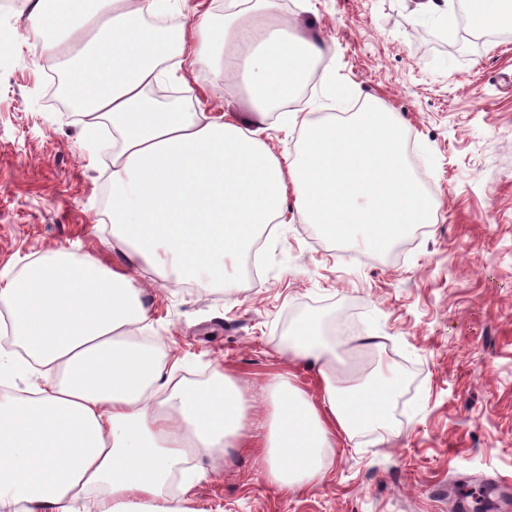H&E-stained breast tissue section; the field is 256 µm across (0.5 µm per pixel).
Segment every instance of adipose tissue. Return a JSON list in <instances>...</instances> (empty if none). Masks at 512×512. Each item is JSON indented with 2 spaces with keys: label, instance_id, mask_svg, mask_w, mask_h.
<instances>
[{
  "label": "adipose tissue",
  "instance_id": "adipose-tissue-1",
  "mask_svg": "<svg viewBox=\"0 0 512 512\" xmlns=\"http://www.w3.org/2000/svg\"><path fill=\"white\" fill-rule=\"evenodd\" d=\"M171 0H33L30 32L58 59L68 94L87 121L112 126V236L134 264L168 271L200 288L235 287L241 258L260 231L287 216L330 239L388 249L414 226L434 223L405 155L406 126L370 103L347 118L302 126L299 151L279 158L245 123L189 111L151 90L186 69L213 89L242 82L254 112L294 100L329 50L324 41L272 29L278 0L240 8L227 0L223 23L204 14L165 33L153 16ZM134 270L110 269L66 248L0 279V308L17 352H0V375L49 377L32 397L0 395V512H78L100 491L97 512H193L185 491L165 493L189 456L246 448L247 403L235 377L213 369L203 383L176 379L167 362L133 343L148 326ZM290 359L315 367L318 397L292 374L267 384L270 423L260 439L270 484L293 491L321 481L337 438L389 429L399 380L391 365L368 376L337 374L322 316H303L288 338Z\"/></svg>",
  "mask_w": 512,
  "mask_h": 512
}]
</instances>
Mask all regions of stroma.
<instances>
[{"label": "stroma", "instance_id": "1", "mask_svg": "<svg viewBox=\"0 0 512 512\" xmlns=\"http://www.w3.org/2000/svg\"><path fill=\"white\" fill-rule=\"evenodd\" d=\"M294 33L335 40L325 66L342 97L329 109L292 106L316 122L375 101L405 122L412 168L441 204L436 223L393 253L362 251L292 221L269 234L257 277L236 288H187L145 273L144 338L183 357L180 379L205 381L223 367L255 408L262 435L272 374L291 370L318 392L315 369L290 362L285 340L308 312L343 329L346 366L392 364L400 388L396 431L337 442L318 485H271L260 449L228 448L224 467L199 482L194 512H501L512 499V33L456 48L439 43L435 16L411 0H280ZM22 12L0 13V275L48 249L67 247L115 268L127 249L112 240L104 202L112 153L88 146L82 123L48 98L49 77ZM184 107L201 102L226 120L262 123L279 156L295 155L299 131L259 117L239 90L187 76Z\"/></svg>", "mask_w": 512, "mask_h": 512}]
</instances>
